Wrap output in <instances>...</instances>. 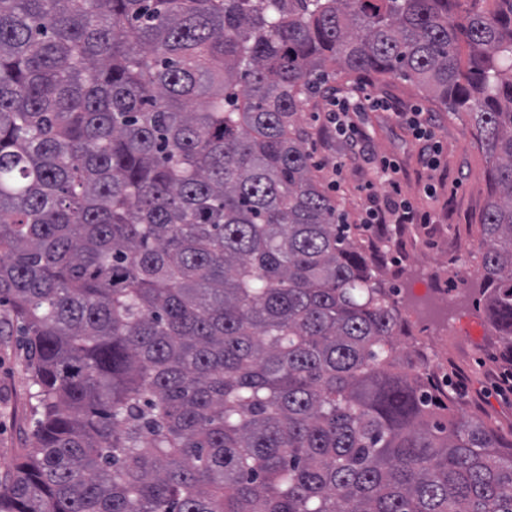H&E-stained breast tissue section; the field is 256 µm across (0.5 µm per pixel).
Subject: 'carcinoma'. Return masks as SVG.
<instances>
[{
    "mask_svg": "<svg viewBox=\"0 0 512 512\" xmlns=\"http://www.w3.org/2000/svg\"><path fill=\"white\" fill-rule=\"evenodd\" d=\"M461 2L0 0V302L40 408L0 512H512V440L399 346L298 124L330 66L468 114L512 357V0Z\"/></svg>",
    "mask_w": 512,
    "mask_h": 512,
    "instance_id": "carcinoma-1",
    "label": "carcinoma"
}]
</instances>
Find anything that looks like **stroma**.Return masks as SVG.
<instances>
[{
	"label": "stroma",
	"instance_id": "1",
	"mask_svg": "<svg viewBox=\"0 0 512 512\" xmlns=\"http://www.w3.org/2000/svg\"><path fill=\"white\" fill-rule=\"evenodd\" d=\"M367 83L376 96L429 112L436 136L444 147L445 181L434 197H425L417 162L419 144L411 133L380 112L362 118L367 134L360 156L349 146L324 136L325 95L310 99L298 114L309 134L316 174L349 223L360 221L364 197L361 184L382 158L396 160L405 196L431 212L441 243L434 255L388 247V279L399 290V300L411 333L401 343L412 356L431 359L439 379L466 410L489 414L503 427L512 426V396L500 397L494 389L505 363L482 310L461 280L474 269L478 251L477 224L486 203L487 158L472 138L467 114L447 113L409 81L396 77H362L345 72L332 75L327 92L347 91ZM346 159L342 177L333 163ZM32 373L26 341L12 319L8 304L0 305V478L12 472L23 449L35 442V407Z\"/></svg>",
	"mask_w": 512,
	"mask_h": 512
}]
</instances>
